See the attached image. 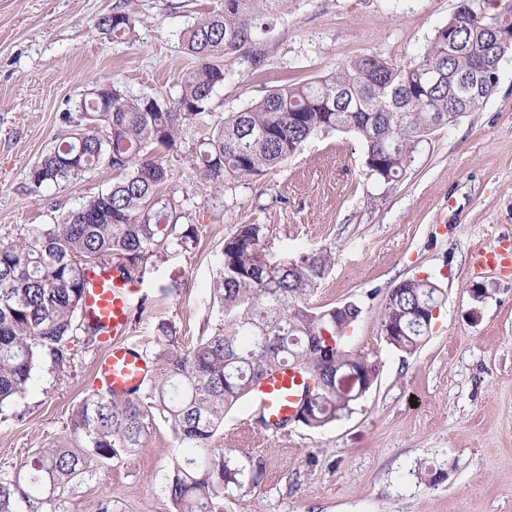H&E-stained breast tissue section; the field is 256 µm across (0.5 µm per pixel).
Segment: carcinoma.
<instances>
[{
	"label": "carcinoma",
	"instance_id": "1",
	"mask_svg": "<svg viewBox=\"0 0 512 512\" xmlns=\"http://www.w3.org/2000/svg\"><path fill=\"white\" fill-rule=\"evenodd\" d=\"M291 2L216 0L186 31L183 46L195 65L178 77L175 96L133 95L114 79L84 97L77 113L61 115L74 133L32 167L33 185L83 175L109 157L118 181L60 222L0 243V406L25 394L44 354L57 364L67 361L90 271L131 277L153 254L196 244L198 229L177 224L176 199L159 194L169 180L162 153L175 146L185 124L200 126L195 162L212 184L261 177L282 167L310 137L336 130L358 136L370 177L395 182L422 141L479 109L496 87L492 80L482 96L462 102L454 86L432 78L443 71L457 79L492 66L502 50L492 29H512L511 4L490 15L460 7L409 64L376 53L353 56L331 74L278 86L223 120L206 122L216 87L238 66L263 64L257 45ZM95 24L114 40L129 39L135 28L120 7ZM266 236L263 224H240L224 238L223 265L211 288L220 323L188 349L174 325L160 323L155 372L143 389L128 397L85 396L72 410L65 443L37 449L15 476L0 478V512H16V503L31 501L35 492L40 512H58L69 485L94 466L139 451L157 420L182 447L168 475L174 512H224V484L240 483L243 470L213 457V438L233 406L290 365L317 380L302 425L323 428L351 412L361 394L338 384L339 377L356 371L367 391L379 374V361L347 342L361 309L313 307L330 253L274 260L262 245ZM442 294L429 276L400 281L384 299L380 340L413 354L431 331V310Z\"/></svg>",
	"mask_w": 512,
	"mask_h": 512
}]
</instances>
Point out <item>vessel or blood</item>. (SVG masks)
<instances>
[{
  "label": "vessel or blood",
  "instance_id": "1",
  "mask_svg": "<svg viewBox=\"0 0 512 512\" xmlns=\"http://www.w3.org/2000/svg\"><path fill=\"white\" fill-rule=\"evenodd\" d=\"M470 265L481 272L512 273V242L502 240L474 249ZM89 279L83 315L99 326L100 341L109 345L98 367L99 384L106 392L123 396L142 388L150 372L145 355L123 342L131 330L132 312L144 304L145 295L137 280L122 278L113 271L102 270L90 274ZM314 388L308 372L298 368L280 370L261 382L253 406L269 428L282 430L293 418L302 395Z\"/></svg>",
  "mask_w": 512,
  "mask_h": 512
}]
</instances>
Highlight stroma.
Wrapping results in <instances>:
<instances>
[{
    "instance_id": "35a3bbf8",
    "label": "stroma",
    "mask_w": 512,
    "mask_h": 512,
    "mask_svg": "<svg viewBox=\"0 0 512 512\" xmlns=\"http://www.w3.org/2000/svg\"><path fill=\"white\" fill-rule=\"evenodd\" d=\"M460 0H295L263 38L261 69L224 82L214 116L236 112L272 87L334 72L348 57L379 53L416 59ZM130 9L127 42L103 34L95 18ZM211 0H0V242L55 223L109 188L112 170L34 188L29 172L70 130L60 113L113 78L133 94L169 97L194 64L182 33ZM198 141L185 127L167 151V192L181 225L199 230L195 248L170 247L135 277L149 300L133 312L128 343L151 354L159 323L175 324L183 345L219 318L210 290L224 239L240 224H263L271 257L330 251L331 267L314 306L356 303L349 338L380 361L372 388L341 420L287 434L244 428L250 402L234 406L214 453L244 470L224 491V512H512V279L474 273L475 247L512 237V55L478 111L434 132L396 182L366 172L351 133L310 138L300 153L259 180L216 187L193 163ZM431 276L444 290L430 336L411 355L380 341L388 290ZM484 288V301L471 290ZM63 365L43 358L27 392L0 408V477L17 472L35 449L66 436L74 406L99 391L96 365L107 346L68 338ZM179 445L164 423L150 425L142 449L100 467L64 494L60 512H173L168 468ZM444 473L438 484L424 469Z\"/></svg>"
}]
</instances>
